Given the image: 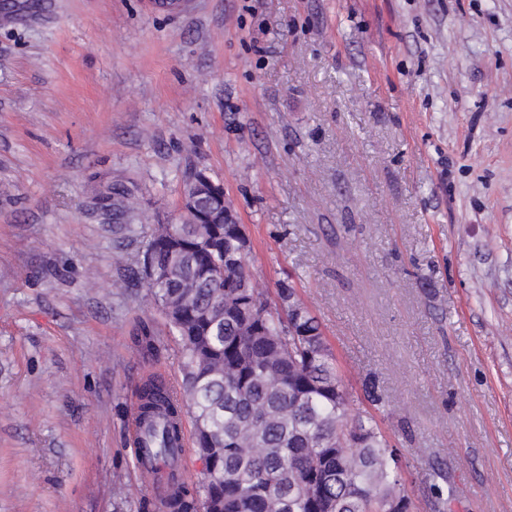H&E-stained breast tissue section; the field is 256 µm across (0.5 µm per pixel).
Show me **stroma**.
Here are the masks:
<instances>
[{"label":"stroma","mask_w":512,"mask_h":512,"mask_svg":"<svg viewBox=\"0 0 512 512\" xmlns=\"http://www.w3.org/2000/svg\"><path fill=\"white\" fill-rule=\"evenodd\" d=\"M205 172L412 512H512V0H14L0 18V512H164L126 423L181 346L117 265ZM125 183L148 220L101 198ZM157 358L132 344L140 324ZM439 479H444L442 470L438 467H432L431 471L426 476V483H428L429 491L431 494V512L448 511V498H444L442 495V491L437 483Z\"/></svg>","instance_id":"1"}]
</instances>
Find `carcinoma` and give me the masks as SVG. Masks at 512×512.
I'll return each instance as SVG.
<instances>
[{
    "label": "carcinoma",
    "mask_w": 512,
    "mask_h": 512,
    "mask_svg": "<svg viewBox=\"0 0 512 512\" xmlns=\"http://www.w3.org/2000/svg\"><path fill=\"white\" fill-rule=\"evenodd\" d=\"M112 215L134 212L122 184L105 198ZM236 224H199L191 215L167 239L150 235L142 280L182 344L183 392L157 375L138 389L136 414L153 441L148 469L173 463L184 411L195 422L204 478L189 488L175 472L168 512H411L396 449L374 416L352 407L336 356L295 288L265 297L239 253ZM138 349L158 339L142 324ZM433 467L431 512H448Z\"/></svg>",
    "instance_id": "cac0c4a2"
}]
</instances>
